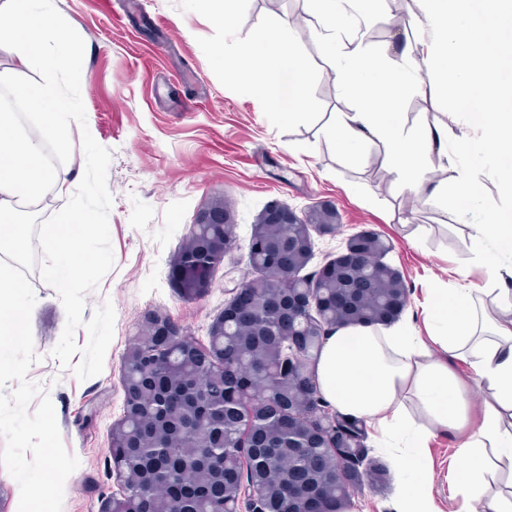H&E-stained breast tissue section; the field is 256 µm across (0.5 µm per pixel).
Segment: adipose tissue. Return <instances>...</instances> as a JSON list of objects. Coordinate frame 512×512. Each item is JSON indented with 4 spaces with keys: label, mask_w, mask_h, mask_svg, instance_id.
Masks as SVG:
<instances>
[{
    "label": "adipose tissue",
    "mask_w": 512,
    "mask_h": 512,
    "mask_svg": "<svg viewBox=\"0 0 512 512\" xmlns=\"http://www.w3.org/2000/svg\"><path fill=\"white\" fill-rule=\"evenodd\" d=\"M375 0H306L308 14L323 20L321 40L336 51V33L350 12L380 22ZM12 19L0 28V44L14 54L11 68L0 70V87L38 113L37 127H26L17 113H0V242L24 245L21 208L54 185L45 146L63 140L82 123L77 103L60 88L63 69H77L82 56L60 23L54 0H5ZM420 12L408 29L428 26L435 35L429 54L405 43L399 60L378 68L362 47L342 53L336 80L358 101L341 113L327 134L345 155L369 143L380 144L385 161L404 188L428 191L425 174L435 149L448 142V127L431 124L406 130L398 98L420 68H428L439 89L456 96L472 126L483 130L464 150L489 157L504 194L512 196V0H419ZM40 66L36 83L21 80L24 69ZM452 180L466 209L478 213L469 225L475 261L484 268L488 288H473L469 271L455 283L434 280L423 313L428 336L407 323L345 327L324 339L316 379L324 399L340 413L364 419L404 460L399 474L407 486L396 512H435L427 450L432 439L461 437L459 454L469 466L457 471V495L481 505L483 512H512V494L488 493L484 472L493 463L512 462V208L488 207L481 189L462 173ZM465 363L488 391L481 412L456 371Z\"/></svg>",
    "instance_id": "obj_1"
}]
</instances>
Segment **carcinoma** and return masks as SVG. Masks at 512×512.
Here are the masks:
<instances>
[{"mask_svg": "<svg viewBox=\"0 0 512 512\" xmlns=\"http://www.w3.org/2000/svg\"><path fill=\"white\" fill-rule=\"evenodd\" d=\"M338 291L352 297L353 309L345 313L326 300L322 310L336 326L375 325L379 309L391 291L382 281L380 266L371 259L349 276H340L323 288L325 294ZM277 331L271 307V291L255 299L247 325L230 324L224 331V349L234 353V363L222 374L197 354L196 343L181 346L171 358L170 368L177 379L167 402L164 425L169 436L182 444L174 460L169 449L150 447L159 418L153 413L156 397L144 381H134L128 418L136 428L124 449L128 468L127 487L136 492L137 512H173L167 498V485L177 482L186 494L180 512H213L216 504L227 502L237 507L247 487L265 490V507L276 512L288 493L302 490L314 512L340 501L350 505L351 484L355 475L343 478L336 471L334 458L367 457V429L360 419L336 414V445L324 446L323 435L310 429L308 440L284 436L275 425H258L249 434L242 426L243 412L264 420L270 416L286 422L289 412L304 404L310 393L283 374L278 358L269 352ZM300 341L310 354L320 353L323 341L307 327H299ZM265 361L266 374L245 394L243 411L224 409V429L201 421L205 406L212 399H229L234 380L253 370L252 361ZM277 381L282 388L278 404L264 398L267 383Z\"/></svg>", "mask_w": 512, "mask_h": 512, "instance_id": "cac0c4a2", "label": "carcinoma"}]
</instances>
